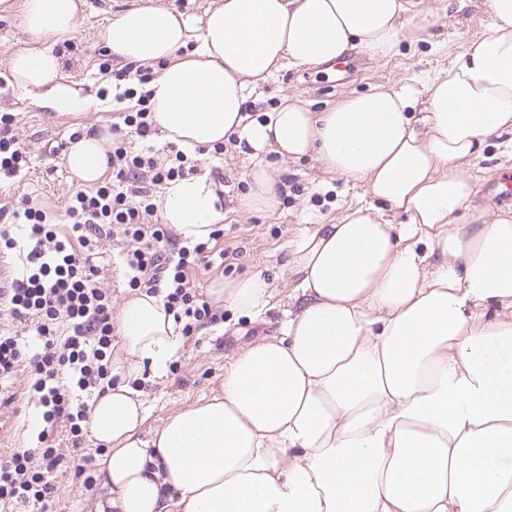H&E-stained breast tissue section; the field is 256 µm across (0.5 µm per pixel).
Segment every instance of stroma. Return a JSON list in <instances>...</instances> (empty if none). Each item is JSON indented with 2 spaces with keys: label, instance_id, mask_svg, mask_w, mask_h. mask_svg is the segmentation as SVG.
<instances>
[{
  "label": "stroma",
  "instance_id": "35a3bbf8",
  "mask_svg": "<svg viewBox=\"0 0 512 512\" xmlns=\"http://www.w3.org/2000/svg\"><path fill=\"white\" fill-rule=\"evenodd\" d=\"M124 2L82 0L79 24L69 36L72 48L60 57L65 82L80 84L95 93L107 87V80L98 71L105 51L99 33ZM424 2L434 20L426 41H404L397 53L383 59L358 53L330 67L282 68L261 83V100L251 108V115L271 111L287 92L301 95L312 111L322 112L351 95L375 87L398 89L406 85L416 89L418 108H425L427 77L447 68L472 39L486 34L491 18L486 0ZM31 46L18 17H0V113L16 115L14 132L32 158L28 170L15 178L0 180V206L10 207L33 196L50 213L60 216L69 196L79 187L64 163L71 134L112 127L118 115L102 105L84 112H58L31 104L16 89L8 66L13 52ZM265 160L277 169L285 184L280 205L272 213L244 212L238 208L239 199L248 191L245 173L251 161L245 155L228 146L224 149L223 164H216L206 155L198 161L200 174L223 186L219 224L224 235L218 245L233 250L235 256L222 266L197 271L193 282L203 292L215 281L259 272L274 288L271 307L255 320L228 309L223 319L199 326L185 338L164 375H154L147 368L134 377L119 373V381L142 391L146 427H159L188 405L221 394L225 366L250 345L279 333L288 297L298 283L288 267L295 243L317 225L334 223L347 209L368 201L362 182L332 175L313 159L288 161L269 153ZM461 168L474 186L476 205L494 212L512 210V201L501 202L488 189L494 177L512 174V155L504 152L498 140H488L481 154L463 162ZM122 253V243L106 242L95 260L103 284L110 288L117 305L131 293L121 266ZM41 424L40 410L27 394L26 373L21 371L9 379H0V460L28 446ZM104 451L103 444L84 435L77 456L51 471V479L58 488L53 512H96V503L103 494L96 460Z\"/></svg>",
  "mask_w": 512,
  "mask_h": 512
}]
</instances>
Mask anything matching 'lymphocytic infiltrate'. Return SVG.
<instances>
[{
  "label": "lymphocytic infiltrate",
  "instance_id": "obj_1",
  "mask_svg": "<svg viewBox=\"0 0 512 512\" xmlns=\"http://www.w3.org/2000/svg\"><path fill=\"white\" fill-rule=\"evenodd\" d=\"M99 71L113 79L116 103L127 106L122 123L112 127L111 180L71 194L63 227L27 197L16 208H0V252L18 253L22 264L8 287L0 288V309L17 326L13 332L0 329V377L13 375L22 360H29V391L45 424L35 446L0 462V512L19 503L46 512L58 493L48 471L60 459L49 443L50 427L66 419L73 443H80L90 406L78 402V395L116 381L110 363L112 294L101 286L93 262L103 239L126 242L129 287L162 296L183 335L216 317L190 276L196 268L210 267L211 243L221 230L212 231L208 241L173 251L171 230L153 220L157 187L185 178L196 166L175 143H167L162 155L151 145L158 133L147 89L152 69L129 63L116 70L105 61ZM131 133L144 140V147L131 148Z\"/></svg>",
  "mask_w": 512,
  "mask_h": 512
}]
</instances>
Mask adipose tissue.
<instances>
[{
  "mask_svg": "<svg viewBox=\"0 0 512 512\" xmlns=\"http://www.w3.org/2000/svg\"><path fill=\"white\" fill-rule=\"evenodd\" d=\"M81 0H0L33 41L78 23ZM487 34L417 92L377 88L314 112L283 95L264 118L247 105L284 66L396 52L414 0H222L203 29L166 6L118 11L100 34L126 62L161 65L151 109L165 139L192 151L235 143L255 158L244 210L275 211L283 186L262 152L311 156L363 182L370 203L319 225L297 245L299 309L281 337L254 343L224 370L220 396L143 431L139 392L116 384L93 400L89 430L107 447L97 512H512V213L472 207L462 161L512 137V0H487ZM188 57H181L190 39ZM19 90L61 112L92 98L63 82L52 49L10 56ZM109 131L65 155L80 182L99 181ZM216 183L187 177L158 200L185 241L207 239L221 214ZM406 223L395 224L391 214ZM217 308L257 316L261 274L218 281ZM113 369L164 373L183 340L162 299L120 309Z\"/></svg>",
  "mask_w": 512,
  "mask_h": 512,
  "instance_id": "adipose-tissue-1",
  "label": "adipose tissue"
}]
</instances>
